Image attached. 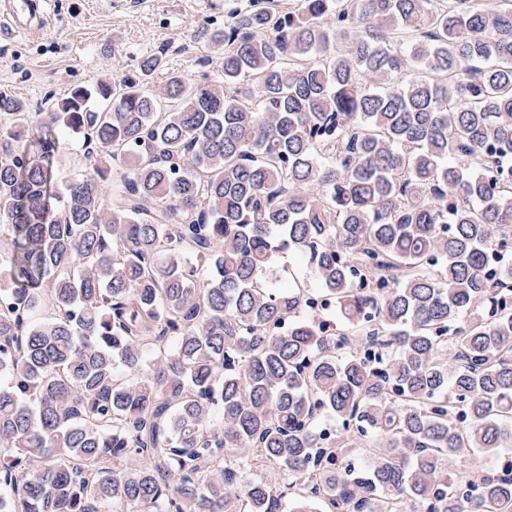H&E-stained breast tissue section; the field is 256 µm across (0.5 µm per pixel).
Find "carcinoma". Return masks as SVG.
I'll use <instances>...</instances> for the list:
<instances>
[{
    "label": "carcinoma",
    "mask_w": 512,
    "mask_h": 512,
    "mask_svg": "<svg viewBox=\"0 0 512 512\" xmlns=\"http://www.w3.org/2000/svg\"><path fill=\"white\" fill-rule=\"evenodd\" d=\"M214 44L218 78L71 89L62 182L0 91V512H512V4L298 0ZM60 144L56 154V163L60 173V178L64 180L72 172L83 170V157L80 140L67 133H59L57 130ZM288 268L295 277L304 278L312 288H317V282L310 277V274L299 259L288 254H280L275 257L271 268L273 270V275L270 279L271 288L283 289L288 286ZM283 269H286V272Z\"/></svg>",
    "instance_id": "cac0c4a2"
}]
</instances>
